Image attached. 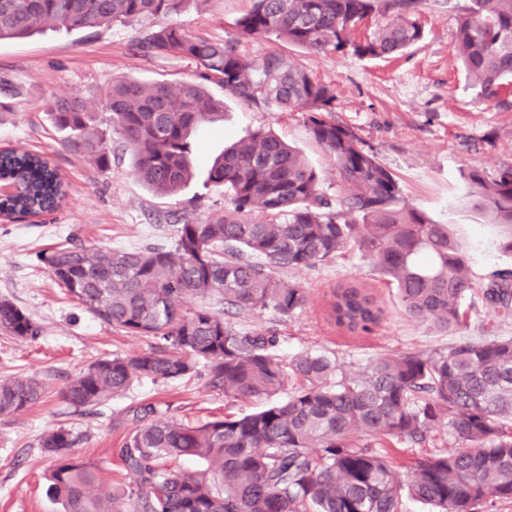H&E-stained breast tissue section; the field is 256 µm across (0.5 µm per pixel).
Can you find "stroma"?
Masks as SVG:
<instances>
[{
  "label": "stroma",
  "mask_w": 512,
  "mask_h": 512,
  "mask_svg": "<svg viewBox=\"0 0 512 512\" xmlns=\"http://www.w3.org/2000/svg\"><path fill=\"white\" fill-rule=\"evenodd\" d=\"M466 4L423 0L413 13L423 28L422 40L391 58L313 53L273 37L250 41L244 49L256 59L273 51L286 54L329 85L337 122L352 127L373 148L410 206L435 223L452 225L470 274L480 283L506 258L497 246L499 228L468 206L469 188L461 173L473 167L492 174L512 165V104L480 99L452 52L457 16ZM251 6V0H194L177 21L190 34L225 40L235 37L236 20ZM140 28L137 22H115L92 34L47 30L0 40V78L20 90L9 109L0 111V147L50 155L69 185L61 211L29 221L0 220V299L13 302L41 329L34 342L0 334V376H35L47 386L43 401L29 410L0 415V512H62L45 479L53 459L39 445L51 428L72 430L77 438L73 456L97 464L96 492L108 498L127 480L118 451L143 408L201 424L263 406L253 398L225 399L206 375L195 374L172 383L141 378L108 405L75 410L61 395L73 377L103 357L148 351L151 341L125 335L83 311L54 284L41 253L69 239L85 246L160 244L179 224L222 215L230 200L207 185L208 163L226 143L260 128L272 129L301 150L316 169L322 191L336 193V167L313 140L302 111L259 110L226 97L214 83L207 90L223 100L224 119L192 134L199 173L177 196L157 195L142 184L129 152L120 146H113L105 171L68 153L45 109L47 100L74 93L90 97L122 76L173 86L194 78L196 67L188 60L137 54L132 41ZM279 275L307 288V308L284 320L265 313L233 323L242 332L276 330L282 360L322 352L352 375L384 354L443 350L455 341L433 321L407 315L395 288L357 247L315 268L283 269ZM339 284L361 286L384 310L377 330L352 332L329 319L327 302Z\"/></svg>",
  "instance_id": "obj_1"
}]
</instances>
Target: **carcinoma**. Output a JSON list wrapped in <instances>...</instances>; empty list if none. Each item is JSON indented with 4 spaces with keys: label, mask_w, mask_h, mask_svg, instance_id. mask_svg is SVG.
I'll list each match as a JSON object with an SVG mask.
<instances>
[{
    "label": "carcinoma",
    "mask_w": 512,
    "mask_h": 512,
    "mask_svg": "<svg viewBox=\"0 0 512 512\" xmlns=\"http://www.w3.org/2000/svg\"><path fill=\"white\" fill-rule=\"evenodd\" d=\"M196 0H0V39L41 27L87 31L114 22L167 18ZM377 0H252L236 21L238 36L213 40L177 23L140 30L145 56H175L197 66L176 86L115 78L95 100L75 94L47 103L64 148L100 170L112 151L104 122L128 150L135 175L151 190L178 193L197 162L191 134L224 114L205 85L217 82L262 110L308 112L311 136L339 174L336 202L301 154L262 129L217 156L206 183L224 190L231 209L177 227L166 244L136 249L61 245L41 260L84 311L155 346L131 357H104L63 391L75 408L102 406L133 381L182 380L201 366L227 399L269 401L244 416L227 414L190 425L148 407L127 434L119 458L130 482L109 499L95 487L98 467L71 457L76 439L59 426L40 445L56 458L48 481L64 512H401L403 495L433 512H478L512 500V338L462 336L445 350L386 355L355 376L322 353L285 363L277 333L238 331L224 314L290 317L309 303L307 290L275 270L309 269L357 246L394 284L409 316L433 320L457 335L470 310L512 318V264L476 283L450 224H435L405 203L397 180L349 127L332 118L331 88L290 57L256 61L245 40L274 36L297 48L385 57L423 38L411 13L418 0H391L395 21L364 41L353 31ZM453 49L488 102L512 87V0H468L457 18ZM467 204L503 229L499 250L512 258V167L494 175L470 168ZM20 190L0 195V215L21 219L56 210L66 197L57 167L38 155L0 152V182ZM261 212L269 217L256 221ZM355 214L357 224L349 220ZM330 317L370 332L384 311L356 286H339ZM0 333L34 341L40 328L0 299ZM286 393V397H273ZM47 393L34 376L0 379V414H16ZM444 430L448 450L421 455L403 472L376 443L423 446ZM201 462L195 471L174 466Z\"/></svg>",
    "instance_id": "carcinoma-1"
}]
</instances>
